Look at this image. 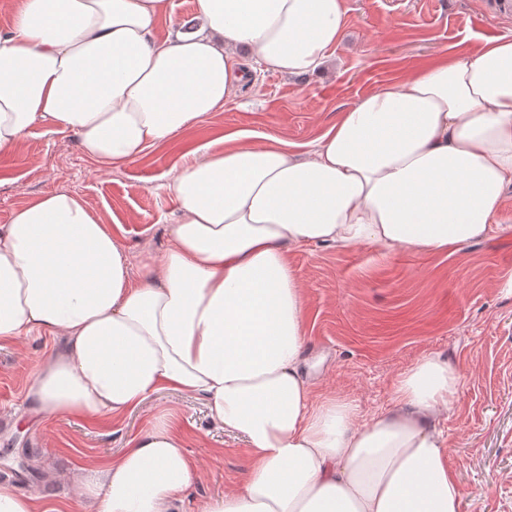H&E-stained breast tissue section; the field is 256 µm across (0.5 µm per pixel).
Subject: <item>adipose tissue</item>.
<instances>
[{
	"label": "adipose tissue",
	"mask_w": 512,
	"mask_h": 512,
	"mask_svg": "<svg viewBox=\"0 0 512 512\" xmlns=\"http://www.w3.org/2000/svg\"><path fill=\"white\" fill-rule=\"evenodd\" d=\"M172 0H19L0 32V153L39 125L78 135L101 171L223 107L249 74L315 72L344 0H196L199 31L159 35ZM512 188V37L359 98L298 152L248 133L200 144L167 190L169 244L133 280L78 195L50 192L0 227V342L60 336L26 387L39 412L117 417L171 390L242 438L245 480L195 512H462L438 415L455 369L424 357L391 410L310 404L303 287L291 249L448 252L500 232ZM196 469L166 418L76 476L96 512H185Z\"/></svg>",
	"instance_id": "1"
}]
</instances>
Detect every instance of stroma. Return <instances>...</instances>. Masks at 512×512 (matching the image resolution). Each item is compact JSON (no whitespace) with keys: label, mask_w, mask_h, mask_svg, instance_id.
I'll use <instances>...</instances> for the list:
<instances>
[{"label":"stroma","mask_w":512,"mask_h":512,"mask_svg":"<svg viewBox=\"0 0 512 512\" xmlns=\"http://www.w3.org/2000/svg\"><path fill=\"white\" fill-rule=\"evenodd\" d=\"M345 7L335 52L315 73L253 72L222 109L109 174H98L75 133L34 128L20 151L0 154V225L38 195L77 194L112 227L140 275L168 245L174 205L166 184L200 143L246 130L257 144L277 137L307 150L361 96L512 35V13L496 10L495 0H345ZM502 221L491 238L441 254L309 245L288 255L305 290L312 404L333 394L360 417L384 412L399 375L430 354L462 374L438 428L463 512H512V293L504 286L512 277V190ZM60 344L47 335L0 343V483L62 512H95L93 500H75L69 475L118 458L164 413L184 430L197 466L188 499L219 497L243 482L244 440L225 434L195 397L162 390L118 419L39 413L26 385Z\"/></svg>","instance_id":"obj_1"}]
</instances>
